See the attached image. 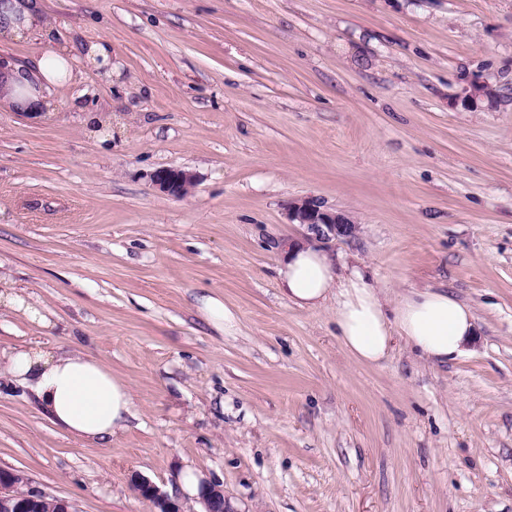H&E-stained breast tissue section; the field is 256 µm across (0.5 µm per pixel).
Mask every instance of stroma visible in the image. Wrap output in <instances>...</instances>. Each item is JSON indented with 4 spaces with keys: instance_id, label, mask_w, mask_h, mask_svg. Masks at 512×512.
<instances>
[{
    "instance_id": "1",
    "label": "stroma",
    "mask_w": 512,
    "mask_h": 512,
    "mask_svg": "<svg viewBox=\"0 0 512 512\" xmlns=\"http://www.w3.org/2000/svg\"><path fill=\"white\" fill-rule=\"evenodd\" d=\"M51 37L0 44L73 62L35 116L0 109V467L78 512H151L193 468L237 512H512V0H42ZM486 96L463 99L471 85ZM111 135L90 134L88 117ZM162 167L193 172L183 199ZM357 232L341 275L387 301L445 288L473 309L470 353L395 338L355 362L336 302L280 293L287 205ZM213 295L232 332L197 310ZM102 361L134 415L110 443L52 425L7 372L21 346ZM83 56L98 69L109 67L112 70V50L107 43L89 42L83 46ZM151 182L160 193L182 199L191 193L196 179L195 175L188 170L164 167L153 172ZM133 485L138 493L151 504L152 512H184L181 510L178 499L162 491L149 479L136 474Z\"/></svg>"
}]
</instances>
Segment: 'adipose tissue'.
Listing matches in <instances>:
<instances>
[{"label":"adipose tissue","instance_id":"1","mask_svg":"<svg viewBox=\"0 0 512 512\" xmlns=\"http://www.w3.org/2000/svg\"><path fill=\"white\" fill-rule=\"evenodd\" d=\"M40 27L36 0L0 5V42L22 39ZM72 53L61 46L27 64L5 62L0 107L47 110L54 89L72 78ZM277 275L281 293L299 308H317L336 297L341 341L362 364L385 359L397 335L426 358L445 362L462 355L475 334L472 308L451 293L423 288L386 306L360 271L339 278L332 253L311 242L285 247ZM7 368L31 387L50 422L76 438L108 440L131 414L129 387L97 359L23 347L9 355Z\"/></svg>","mask_w":512,"mask_h":512}]
</instances>
